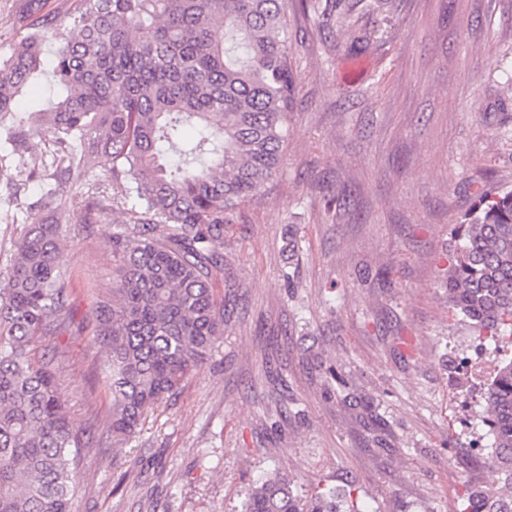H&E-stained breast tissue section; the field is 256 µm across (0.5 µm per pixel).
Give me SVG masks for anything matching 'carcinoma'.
I'll use <instances>...</instances> for the list:
<instances>
[{
    "mask_svg": "<svg viewBox=\"0 0 512 512\" xmlns=\"http://www.w3.org/2000/svg\"><path fill=\"white\" fill-rule=\"evenodd\" d=\"M289 0H76L64 12L27 0L28 34L0 55V121L17 151L39 125L55 130L42 167L0 177L12 189L13 242L0 288V512H72L79 449L58 383L68 362L32 357L37 342L71 330V277L59 218L86 188L80 223L119 208L112 286L101 289L95 336L110 350L112 446L207 361L224 335V302L211 280L224 269L230 215L279 172L297 75L288 47ZM53 46L64 94L49 110L16 114L18 96ZM106 162L103 179L89 161ZM34 204L21 200L33 179ZM463 242L446 270L448 309L496 346L479 426L482 471L459 512H512V190L488 195L456 229ZM242 512H363L346 492L305 501L292 481L268 476L245 491Z\"/></svg>",
    "mask_w": 512,
    "mask_h": 512,
    "instance_id": "obj_1",
    "label": "carcinoma"
}]
</instances>
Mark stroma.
Returning <instances> with one entry per match:
<instances>
[{"label": "stroma", "mask_w": 512, "mask_h": 512, "mask_svg": "<svg viewBox=\"0 0 512 512\" xmlns=\"http://www.w3.org/2000/svg\"><path fill=\"white\" fill-rule=\"evenodd\" d=\"M288 34L296 105L279 173L225 237L224 334L124 447L85 451L73 512H241L276 472L306 496L354 486L365 512H458L478 336L442 277L455 224L512 190V0H310ZM124 219L60 237L77 330L61 388L98 432L94 309Z\"/></svg>", "instance_id": "35a3bbf8"}]
</instances>
